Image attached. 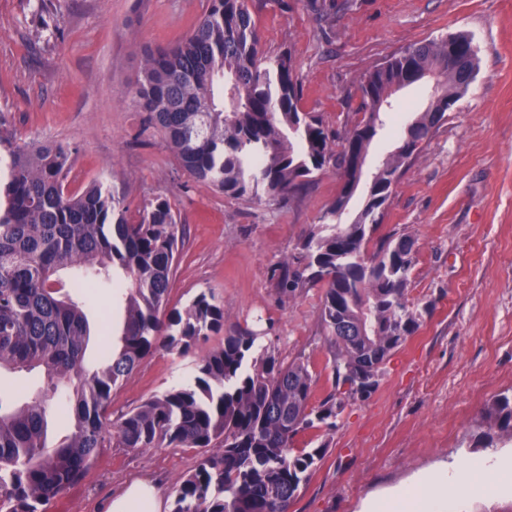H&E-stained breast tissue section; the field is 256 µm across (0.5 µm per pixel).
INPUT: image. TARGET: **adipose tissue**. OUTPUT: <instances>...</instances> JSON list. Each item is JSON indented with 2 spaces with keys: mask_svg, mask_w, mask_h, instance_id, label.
<instances>
[{
  "mask_svg": "<svg viewBox=\"0 0 512 512\" xmlns=\"http://www.w3.org/2000/svg\"><path fill=\"white\" fill-rule=\"evenodd\" d=\"M496 466V460L491 457L473 459L464 468L441 464L406 488L367 499L362 512H448L449 500L465 501L479 494L480 487L473 481L475 472H488ZM162 510L155 487L144 481L127 484L107 507V512Z\"/></svg>",
  "mask_w": 512,
  "mask_h": 512,
  "instance_id": "1",
  "label": "adipose tissue"
}]
</instances>
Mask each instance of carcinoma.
<instances>
[{"mask_svg": "<svg viewBox=\"0 0 512 512\" xmlns=\"http://www.w3.org/2000/svg\"><path fill=\"white\" fill-rule=\"evenodd\" d=\"M420 43L392 55L364 75L362 117L333 150L321 119L302 110L292 56L265 59L247 0H209L197 25L174 47L143 51L127 97L161 132L181 167L237 199L279 203L302 191L310 175L330 164L343 186L329 209L348 206L364 166L358 157L383 126L381 114L395 89L436 78L438 95L406 127L392 157L366 187L364 207L350 224H313L292 261L274 269L278 292L294 296L321 288V323L333 355L332 391L311 403L315 378L309 362L254 354L258 336L239 326L200 357L194 382L176 384L112 420V390L155 351L181 356L224 329V305L200 293L184 310L165 311L178 245L177 216L157 197L127 215L123 199L100 181L79 191L68 186L69 149L18 143L0 120V373H39L34 397H0V512H46V505L78 485L99 450L187 448L199 460L174 491L171 512H288L328 452L322 439L336 430L345 402L365 393L369 378L419 328L407 299L415 241L405 235L365 244L405 160L446 119L468 88L448 59V42ZM205 113H200V109ZM85 271L97 288L123 271L124 323L119 346L88 374L89 293L64 291L58 273ZM64 435L47 444L55 399ZM488 415L512 440V395L498 396ZM318 434L311 447L295 438Z\"/></svg>", "mask_w": 512, "mask_h": 512, "instance_id": "obj_1", "label": "carcinoma"}]
</instances>
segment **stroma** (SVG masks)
I'll return each instance as SVG.
<instances>
[{
  "label": "stroma",
  "mask_w": 512,
  "mask_h": 512,
  "mask_svg": "<svg viewBox=\"0 0 512 512\" xmlns=\"http://www.w3.org/2000/svg\"><path fill=\"white\" fill-rule=\"evenodd\" d=\"M208 0H0V116L24 142L71 152L69 187L94 180L124 199L129 215L168 199L184 229L172 268L169 307L200 293L224 303V328L252 329L279 359H308L314 401L332 389L333 356L320 319L321 289L288 299L271 275L313 224L327 223L342 181L333 167L286 203L244 201L194 179L162 135L130 105L144 48L177 43ZM263 53L290 50L301 107L318 115L334 149L358 119L359 84L391 55L448 35H468L477 70L433 136L393 186L367 250L386 235L415 239L408 299L420 326L387 361L376 391L348 402L329 450L290 512H361L364 501L427 474L437 463L492 455L501 469L478 476L492 494L448 512H512V441L487 415L512 391V0H330L324 16L309 0H249ZM435 83L425 78L392 95L387 126L367 155L365 175L425 111ZM120 292L96 291L87 315L84 367L96 369L120 326ZM158 350L112 392V414L188 380L194 357ZM198 462L186 448L102 449L85 481L48 512H103L126 482H157L164 505Z\"/></svg>",
  "instance_id": "35a3bbf8"
}]
</instances>
